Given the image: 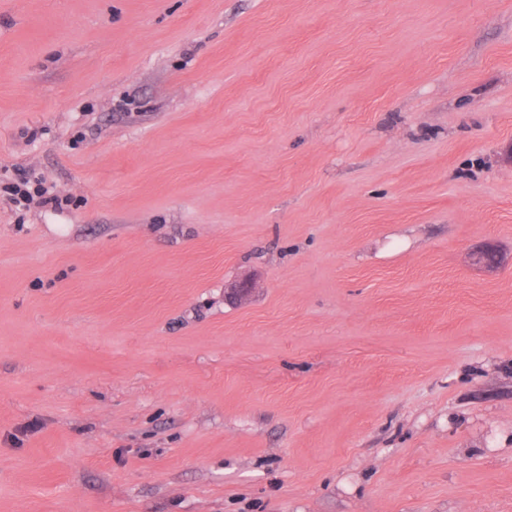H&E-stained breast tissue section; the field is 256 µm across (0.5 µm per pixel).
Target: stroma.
Listing matches in <instances>:
<instances>
[{
    "label": "stroma",
    "mask_w": 512,
    "mask_h": 512,
    "mask_svg": "<svg viewBox=\"0 0 512 512\" xmlns=\"http://www.w3.org/2000/svg\"><path fill=\"white\" fill-rule=\"evenodd\" d=\"M511 147L512 0H0V512H512Z\"/></svg>",
    "instance_id": "35a3bbf8"
}]
</instances>
